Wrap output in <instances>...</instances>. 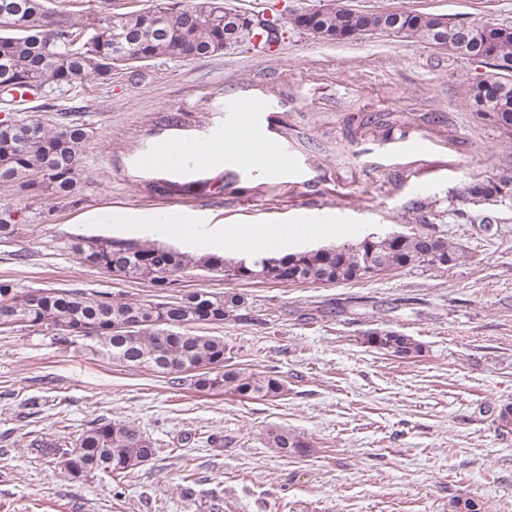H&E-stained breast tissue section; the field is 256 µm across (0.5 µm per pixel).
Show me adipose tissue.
I'll return each instance as SVG.
<instances>
[{
  "label": "adipose tissue",
  "instance_id": "adipose-tissue-1",
  "mask_svg": "<svg viewBox=\"0 0 512 512\" xmlns=\"http://www.w3.org/2000/svg\"><path fill=\"white\" fill-rule=\"evenodd\" d=\"M177 160L180 165H199L209 161L220 162L230 158L236 162L251 167H263V150L256 144L250 135L243 131H235L227 142L199 144L193 142H180L176 147ZM331 233L329 226H321L318 229L297 224L291 227H283L274 232L267 241L253 237L246 226L225 227L222 235L218 237V243L226 252L234 254L249 253L263 255L269 252L285 250L290 241L312 236L326 237Z\"/></svg>",
  "mask_w": 512,
  "mask_h": 512
}]
</instances>
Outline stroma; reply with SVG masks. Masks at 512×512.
I'll return each instance as SVG.
<instances>
[{
	"label": "stroma",
	"instance_id": "obj_1",
	"mask_svg": "<svg viewBox=\"0 0 512 512\" xmlns=\"http://www.w3.org/2000/svg\"><path fill=\"white\" fill-rule=\"evenodd\" d=\"M365 11H407L449 23H512V0H345ZM152 0H47L57 18H98ZM489 64L375 33L325 43L296 30L265 51L160 57L63 96L36 95L6 114L51 123L76 113L89 133L79 205L5 193L17 237L0 243V279L25 289L109 292L130 301L158 290L80 264L79 237L156 239L152 221L185 211L195 223L295 224L309 214L359 234L421 226L448 237L467 261L337 285L245 282L200 267L181 290L243 293L241 317L196 325L223 337L233 363L276 370L288 393L241 399L176 385L169 376L85 351V339L0 328V512H454L459 498L483 512H512V202L463 206L476 178L512 176V139L468 106L469 84ZM270 102L264 129L288 161L266 173L226 160L223 169H144L141 155L170 140L214 141L235 128L229 99ZM418 137L430 152L403 151ZM468 219H461L459 209ZM121 213L101 224V211ZM26 253L25 262L14 259ZM411 336L418 356L370 346L374 331ZM37 401L30 411L29 401ZM106 418L138 424L159 457L124 479L70 476L32 452L44 434L71 442ZM281 427L309 446L285 457L267 445Z\"/></svg>",
	"mask_w": 512,
	"mask_h": 512
}]
</instances>
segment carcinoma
Returning a JSON list of instances; mask_svg holds the SVG:
<instances>
[{"label":"carcinoma","mask_w":512,"mask_h":512,"mask_svg":"<svg viewBox=\"0 0 512 512\" xmlns=\"http://www.w3.org/2000/svg\"><path fill=\"white\" fill-rule=\"evenodd\" d=\"M224 13L215 0H154L147 10L110 14L99 32L85 37L87 26L48 21L45 0H0V90L17 92L35 86L49 95H63L91 81L112 79V72L133 65L116 61L117 30L135 44L139 58L148 62L161 56L210 57L224 52ZM296 24L308 35L333 41L332 33L401 30V37L432 44V15L393 12L388 18L338 9L323 17L311 9L301 13ZM481 59L500 71L512 73V24H481L480 29L460 32L448 26L442 50L459 54L461 39ZM472 107L482 119L502 134L512 136V79L492 77L468 88ZM89 134L78 123L51 125L29 116L0 121V187L10 186L28 197L47 195L78 204L82 148ZM512 192V177L487 178L469 184L463 197L471 204L503 200L502 190ZM13 211L0 207V242L18 234ZM71 249L81 263L96 267L118 280H148L172 292L160 300L128 302L107 292L58 289H24L0 281V326L44 327L70 338L71 328L94 331L92 348L101 355L171 375L175 383L190 380L198 391H222L242 399H273L287 394L281 377L229 364L224 357V339L191 330L198 324H222L227 314L244 303L239 293H179L178 273L188 264L214 272L227 271L222 256L193 259L158 243H135L112 238H81ZM464 258L456 243L424 230H410L389 239L365 236L355 242L328 248L288 253L282 256H250L255 266L277 261L275 269L288 276V285H331L369 279L366 263L378 273L430 266L446 269ZM134 318L153 322L152 330L128 339L115 325ZM367 343L394 357L405 359L421 352L411 337L395 331H375ZM267 443L288 455L303 452L308 445L286 429L267 431ZM43 459H68L84 473L103 471L122 479L135 468L155 458L161 449L133 422L96 420L82 428L72 447H53L43 440L30 444Z\"/></svg>","instance_id":"obj_1"}]
</instances>
